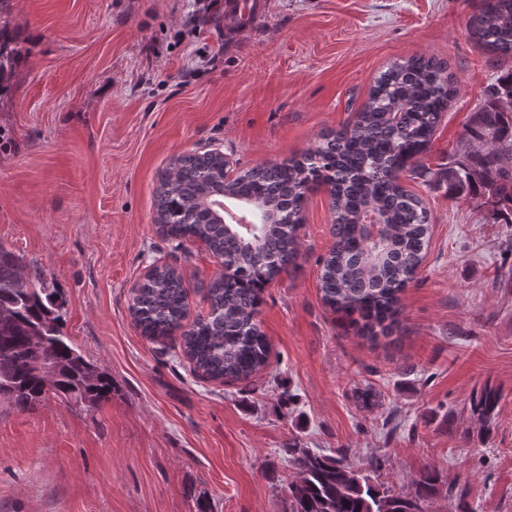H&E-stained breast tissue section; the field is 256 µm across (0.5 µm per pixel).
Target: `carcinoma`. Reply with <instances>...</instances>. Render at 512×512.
I'll use <instances>...</instances> for the list:
<instances>
[{
	"label": "carcinoma",
	"instance_id": "cac0c4a2",
	"mask_svg": "<svg viewBox=\"0 0 512 512\" xmlns=\"http://www.w3.org/2000/svg\"><path fill=\"white\" fill-rule=\"evenodd\" d=\"M480 49L512 57V0H485L469 19ZM7 25L0 26V82L14 61ZM458 92L445 62L411 57L380 73L356 120L323 136L301 159L255 166L224 180V155L208 151L174 160L155 196L160 232L206 244L224 267L207 288L209 310L186 326L188 293L170 265L131 289L130 313L141 334L183 350L201 376L246 380L265 368L267 336L257 320L261 294L296 262L306 194L328 187L334 244L322 260L323 301L360 325L366 338L398 328L400 294L422 264L430 239L424 201L406 190L401 173L416 169L448 102ZM471 137L496 145L512 140V72L491 85L476 113ZM456 196L482 190L495 221L512 224V152L494 149L478 166L459 160L436 172ZM244 211L249 224L220 222L212 205ZM23 259L0 245V399L21 411L47 395L94 408L112 395V378L89 363L61 331L64 301L35 269L23 287ZM44 341L34 340L35 330ZM499 391L485 386L474 410L491 421ZM301 479L289 486L290 512H417L433 490L430 471L415 481V495L386 494L339 458L304 451L294 458Z\"/></svg>",
	"mask_w": 512,
	"mask_h": 512
}]
</instances>
